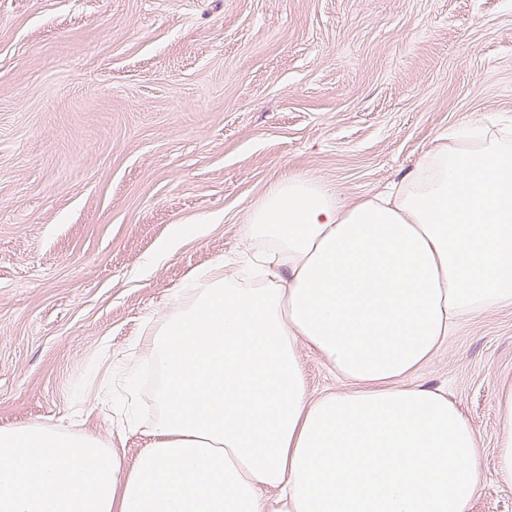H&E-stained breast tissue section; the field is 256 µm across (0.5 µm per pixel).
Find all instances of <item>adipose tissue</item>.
Segmentation results:
<instances>
[{
    "mask_svg": "<svg viewBox=\"0 0 512 512\" xmlns=\"http://www.w3.org/2000/svg\"><path fill=\"white\" fill-rule=\"evenodd\" d=\"M246 228L263 284L216 261L146 339L162 412L131 470L96 434L0 427V512H468L480 436L409 377L460 322L512 307V135L438 137L353 204L282 177ZM302 344L352 389L310 399ZM498 416L512 485V385Z\"/></svg>",
    "mask_w": 512,
    "mask_h": 512,
    "instance_id": "ef3b65f1",
    "label": "adipose tissue"
}]
</instances>
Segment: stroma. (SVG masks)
Here are the masks:
<instances>
[{"label": "stroma", "mask_w": 512, "mask_h": 512, "mask_svg": "<svg viewBox=\"0 0 512 512\" xmlns=\"http://www.w3.org/2000/svg\"><path fill=\"white\" fill-rule=\"evenodd\" d=\"M476 122L512 125V0H0V426L94 433L131 468L159 413L146 331L189 275L251 256L267 190L294 173L373 196ZM180 225L197 232L163 249ZM300 361L311 398L351 389ZM410 380L482 439L468 512H512V308ZM497 410L500 422L497 474L502 483L512 485V385L500 390Z\"/></svg>", "instance_id": "stroma-1"}]
</instances>
